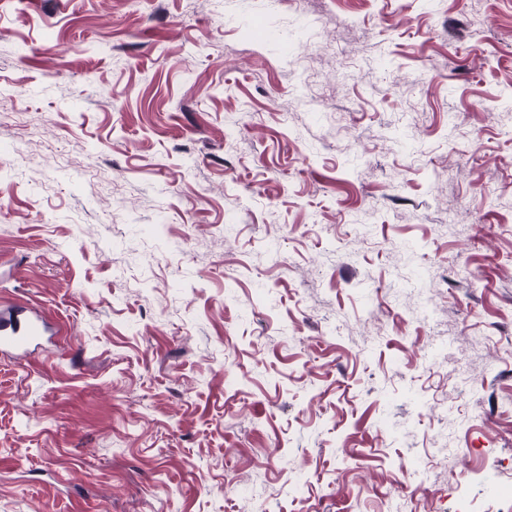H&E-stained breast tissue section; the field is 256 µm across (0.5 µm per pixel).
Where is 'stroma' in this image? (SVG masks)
I'll return each mask as SVG.
<instances>
[{"mask_svg":"<svg viewBox=\"0 0 512 512\" xmlns=\"http://www.w3.org/2000/svg\"><path fill=\"white\" fill-rule=\"evenodd\" d=\"M15 100L0 512H512V0H0ZM46 333L38 313L19 309L0 321V352L26 354L33 346L51 341V336H44Z\"/></svg>","mask_w":512,"mask_h":512,"instance_id":"obj_1","label":"stroma"}]
</instances>
